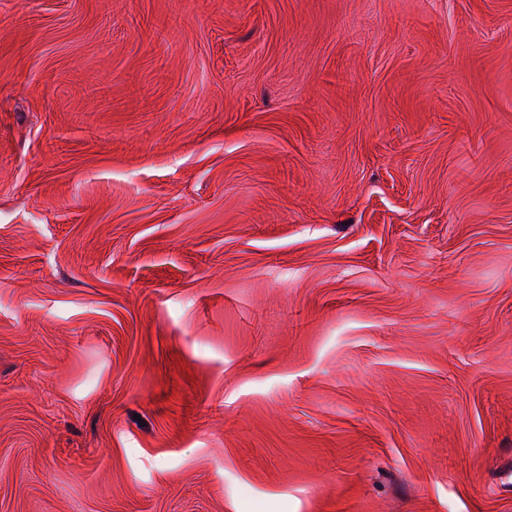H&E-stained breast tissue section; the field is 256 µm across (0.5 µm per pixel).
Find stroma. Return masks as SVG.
<instances>
[{"instance_id": "obj_1", "label": "stroma", "mask_w": 512, "mask_h": 512, "mask_svg": "<svg viewBox=\"0 0 512 512\" xmlns=\"http://www.w3.org/2000/svg\"><path fill=\"white\" fill-rule=\"evenodd\" d=\"M0 512H512V0H0Z\"/></svg>"}]
</instances>
